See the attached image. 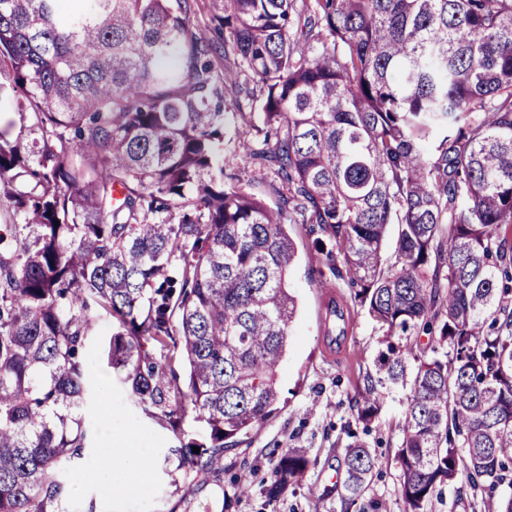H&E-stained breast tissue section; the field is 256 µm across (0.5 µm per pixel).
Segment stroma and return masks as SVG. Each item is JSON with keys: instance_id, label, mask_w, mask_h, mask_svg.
I'll return each mask as SVG.
<instances>
[{"instance_id": "1", "label": "stroma", "mask_w": 512, "mask_h": 512, "mask_svg": "<svg viewBox=\"0 0 512 512\" xmlns=\"http://www.w3.org/2000/svg\"><path fill=\"white\" fill-rule=\"evenodd\" d=\"M285 222L298 248V260L290 275L298 310L288 351L278 368V412L236 449L225 453L222 470L174 485L177 462L168 456L173 436L141 412L121 376L107 366L102 346L110 337L111 319L96 313L94 334L84 352L93 397L82 410L93 440L70 474V512H86L90 507L96 512H222L217 494L228 490L232 476L244 470L252 475V489L229 512H344L335 487L344 479V450L357 440L379 459L369 488L357 504L359 512H373L377 501L384 502V512H404L394 455L400 439L396 421L406 393L393 391L370 430H363L357 421L359 392L364 376L374 369L380 337L362 310L351 309L344 355L336 361L326 357L324 288L332 286L345 303L352 289L347 276L336 275L319 262L309 225L293 212L286 214ZM122 438L128 439L134 456L148 460L149 468L137 476L133 487L120 492L116 486L123 481V473L109 465L97 467L96 462ZM289 448L305 449L316 457L317 464L299 486L289 489L279 501L267 502L262 488L270 457ZM327 488L333 491L328 498L322 495ZM482 510L481 498L474 495L462 475L445 486L429 508V512Z\"/></svg>"}]
</instances>
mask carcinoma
Segmentation results:
<instances>
[{
	"instance_id": "obj_1",
	"label": "carcinoma",
	"mask_w": 512,
	"mask_h": 512,
	"mask_svg": "<svg viewBox=\"0 0 512 512\" xmlns=\"http://www.w3.org/2000/svg\"><path fill=\"white\" fill-rule=\"evenodd\" d=\"M71 2L0 0V512H67L95 311L181 475L221 469L272 416L296 316L287 210L381 332L358 421L408 390L405 512L463 472L485 512H512L494 495L512 474V0ZM217 38L241 62L222 78ZM227 88L252 130L230 172ZM256 163L287 185L273 203L248 191ZM314 464L278 455L267 500ZM376 464L346 448L347 504Z\"/></svg>"
}]
</instances>
